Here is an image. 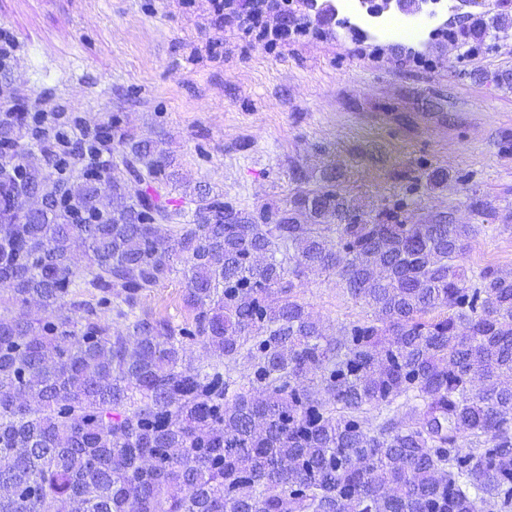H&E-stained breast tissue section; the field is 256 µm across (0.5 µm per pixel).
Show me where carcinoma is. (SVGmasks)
Listing matches in <instances>:
<instances>
[{"label": "carcinoma", "instance_id": "carcinoma-1", "mask_svg": "<svg viewBox=\"0 0 512 512\" xmlns=\"http://www.w3.org/2000/svg\"><path fill=\"white\" fill-rule=\"evenodd\" d=\"M119 143L83 180L20 155L44 203L0 164V512H512V269L467 278L471 225L366 217L333 167L256 216L199 189L179 224L173 160ZM309 270L370 315L329 335ZM178 271L192 323L136 313Z\"/></svg>", "mask_w": 512, "mask_h": 512}]
</instances>
